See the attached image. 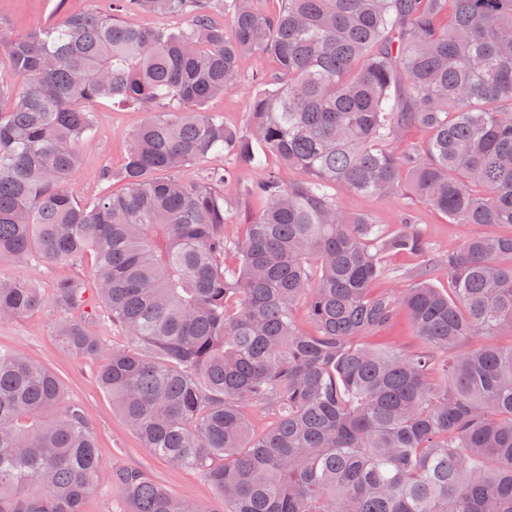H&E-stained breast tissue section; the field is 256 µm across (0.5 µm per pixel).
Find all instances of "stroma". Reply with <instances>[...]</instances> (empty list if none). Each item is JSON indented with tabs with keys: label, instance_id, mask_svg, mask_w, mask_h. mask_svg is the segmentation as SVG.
I'll return each instance as SVG.
<instances>
[{
	"label": "stroma",
	"instance_id": "obj_1",
	"mask_svg": "<svg viewBox=\"0 0 512 512\" xmlns=\"http://www.w3.org/2000/svg\"><path fill=\"white\" fill-rule=\"evenodd\" d=\"M58 5L67 12H85L99 8L100 0H0V33L14 36L38 28L52 18ZM274 68L271 58L245 57L237 84L224 96L209 101L208 111L223 113L227 125L245 127L253 89L251 80L258 75L271 74ZM93 110L96 132L81 143L80 172L67 183L69 194L79 200L94 198L107 190H121V182L102 181L99 173L105 168L116 171L123 166L131 134L148 117L144 109L106 99L95 103ZM259 176V170L243 167L225 185V197L242 201L238 210L229 215V236L241 235L249 216L259 209V201L243 195L244 189ZM337 198L347 212L370 217L388 229L399 224L404 212H411L432 248L459 247L473 231L471 225L450 223L447 217L425 203L401 195L379 200L341 191ZM1 275L21 276L46 294L50 293L52 283L61 278H79L89 288L93 287L95 278L94 264L88 257L73 266H51L37 261L22 268L0 265ZM59 317V310L47 303L18 319L0 322V348L19 351L55 372L66 389L69 402L81 405L91 419L100 465L97 488L86 499L83 512H126L128 504L115 483V474L127 468L146 470L176 497L201 503L210 512H219L221 504L204 474L174 467L142 447L98 382L100 359L73 357L57 344L54 326Z\"/></svg>",
	"mask_w": 512,
	"mask_h": 512
}]
</instances>
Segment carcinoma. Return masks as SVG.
<instances>
[{
    "label": "carcinoma",
    "instance_id": "carcinoma-1",
    "mask_svg": "<svg viewBox=\"0 0 512 512\" xmlns=\"http://www.w3.org/2000/svg\"><path fill=\"white\" fill-rule=\"evenodd\" d=\"M6 38L0 79V264L96 261L95 291L130 343L99 383L142 446L203 473L224 512H512V0H106ZM231 15V25L215 12ZM178 16L134 27L126 13ZM272 58L246 128L204 109L242 57ZM110 98L150 117L131 136L121 192L65 184ZM414 128L418 153L392 144ZM284 168L247 189L263 208L226 234L230 170L184 180L212 154ZM301 171L289 180L284 172ZM414 196L475 232L428 253L420 225L392 231L345 211L336 190ZM391 252L428 255L414 282L375 292ZM448 266L451 292L429 282ZM58 342L100 354L86 288L55 282ZM305 303L310 327L293 314ZM44 304L0 278V321ZM409 314L418 350L372 333ZM481 336L483 343H464ZM272 418L260 434L246 415ZM99 456L60 380L0 349V512H82ZM130 512H200L141 469L116 474Z\"/></svg>",
    "mask_w": 512,
    "mask_h": 512
}]
</instances>
